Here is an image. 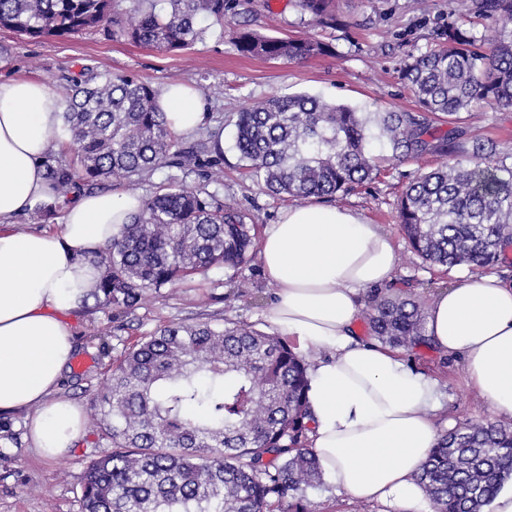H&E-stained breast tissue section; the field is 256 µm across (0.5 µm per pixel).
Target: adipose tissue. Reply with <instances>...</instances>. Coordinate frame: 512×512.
Here are the masks:
<instances>
[{
    "mask_svg": "<svg viewBox=\"0 0 512 512\" xmlns=\"http://www.w3.org/2000/svg\"><path fill=\"white\" fill-rule=\"evenodd\" d=\"M157 103L177 135L206 122V103L189 85H167ZM60 113L46 82L0 78V413L28 412L30 443L46 458L64 455L83 429L80 411L56 394L76 349L66 315L98 290L93 252L143 209L132 190L81 191L67 201L46 180ZM56 208L59 231L15 223ZM259 251L274 289L266 319L310 364L311 451L337 492L418 512L417 477L439 437L441 383L357 333L362 295L395 276L388 233L312 200L284 209ZM426 320L434 348L462 360L467 386L512 419V283L471 275L435 293Z\"/></svg>",
    "mask_w": 512,
    "mask_h": 512,
    "instance_id": "adipose-tissue-1",
    "label": "adipose tissue"
}]
</instances>
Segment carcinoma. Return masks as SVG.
Masks as SVG:
<instances>
[{"instance_id": "obj_1", "label": "carcinoma", "mask_w": 512, "mask_h": 512, "mask_svg": "<svg viewBox=\"0 0 512 512\" xmlns=\"http://www.w3.org/2000/svg\"><path fill=\"white\" fill-rule=\"evenodd\" d=\"M0 0V30L33 39L101 30L163 52L205 40L249 0ZM324 25L335 0H298ZM478 15L503 21L477 43L459 27L446 46L406 65L422 108L373 117L308 94L271 96L237 114L235 147L252 175L298 202L335 199L380 173L382 151L399 159L446 155L458 129L441 132L480 101L512 109V0H471ZM236 49L266 60L304 61L327 52L310 37L237 30ZM73 159L54 154L46 177L61 193L112 179L130 183L164 167L210 168L201 140L185 151L157 105L159 90L126 72L84 68L57 89ZM473 162L445 164L412 180L398 218L415 252L432 266L490 267L512 252V156L476 140ZM257 246L255 225L214 192L168 175L142 213L92 262L102 271L104 307L125 313L149 295L211 268L237 272ZM424 305L384 297L366 316L368 336L396 348L428 347ZM308 363L280 336L238 322L165 325L142 337L92 393L95 445L81 486V512H313L306 488L323 472L308 448L313 419ZM512 480V422L462 424L440 436L419 476L434 512H482Z\"/></svg>"}]
</instances>
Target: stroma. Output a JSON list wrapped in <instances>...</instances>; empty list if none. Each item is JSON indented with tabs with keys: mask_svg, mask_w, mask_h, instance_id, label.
I'll return each mask as SVG.
<instances>
[{
	"mask_svg": "<svg viewBox=\"0 0 512 512\" xmlns=\"http://www.w3.org/2000/svg\"><path fill=\"white\" fill-rule=\"evenodd\" d=\"M336 23L318 26L297 0H250L254 29L274 36L310 35L329 43L330 54L303 62L266 61L245 57L233 45L235 27L213 28L193 50L165 53L100 31L67 39L31 40L0 30V44L9 46L0 59V76L56 83L79 73L83 66L100 72L126 71L160 88L180 81L193 85L207 105V126L224 132L221 155V201L233 204L246 223L265 230L276 223L291 200L271 194L250 175L234 147L237 112L268 96L307 93L346 104L362 112H415L419 106L402 78L411 58L443 46L441 33L454 25L480 40L493 38L488 21L462 6L461 0H430L427 10L412 0H336ZM460 153L428 154L417 159L390 160L379 177L337 199L336 204L358 211L367 222L381 225L391 236L398 257L397 278L408 281L421 302L437 289L464 281L473 269L432 267L411 249L398 220V202L406 185L420 174L444 164L466 160L474 140L512 143V109L480 102L462 113ZM272 299L259 257L239 272L213 269L166 288L162 296L146 298L135 310L110 316L96 305L71 314L78 351L60 384V394L79 409H87L89 389L103 382L117 358L140 337L174 323L207 319L232 320L270 332L265 310ZM408 366L443 376L447 416L452 425L490 419L491 414L465 385L462 361L441 364L436 351L405 353ZM90 433H82L61 458L41 459L29 442L0 440V512H80V486L89 461L98 455ZM316 512H395L381 502H358L339 495L330 481L308 489Z\"/></svg>",
	"mask_w": 512,
	"mask_h": 512,
	"instance_id": "35a3bbf8",
	"label": "stroma"
}]
</instances>
